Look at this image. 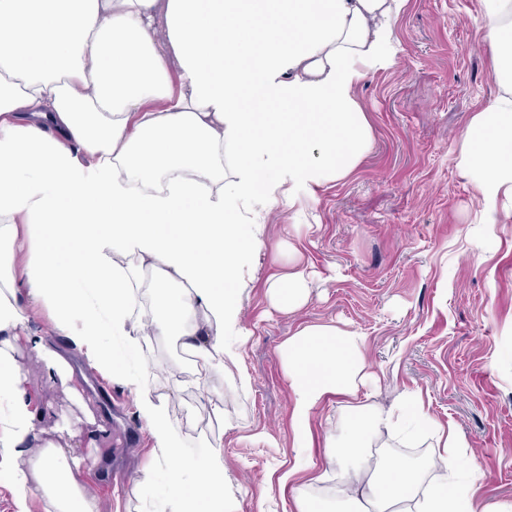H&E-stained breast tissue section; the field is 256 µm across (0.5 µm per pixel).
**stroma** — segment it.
Listing matches in <instances>:
<instances>
[{
	"label": "stroma",
	"mask_w": 512,
	"mask_h": 512,
	"mask_svg": "<svg viewBox=\"0 0 512 512\" xmlns=\"http://www.w3.org/2000/svg\"><path fill=\"white\" fill-rule=\"evenodd\" d=\"M476 11L477 0H408L395 23L397 64L356 90L373 129L369 153L348 178L319 189L308 226L275 216L245 275L249 334L240 352L251 386L239 389L227 373L213 378L210 401L194 387L170 395L190 446L222 434L224 495L241 512H292L296 496L320 490L302 476L278 482L294 460L279 349L306 324L363 333L378 377L371 402L388 407L403 394L420 395L425 411L469 444L480 497L512 499V222L493 225L483 248L473 247L475 192L455 161L471 116L498 90ZM292 263L313 273L309 300L295 314L275 308L267 288ZM20 359L52 420L88 410L111 417L121 442L97 449L112 457L100 487L109 512H160L163 486L148 495L129 477L153 460L129 387L89 369L79 399L48 380L33 355ZM138 364L159 382L191 372L166 338L139 351ZM214 403L232 431L212 419Z\"/></svg>",
	"instance_id": "1"
}]
</instances>
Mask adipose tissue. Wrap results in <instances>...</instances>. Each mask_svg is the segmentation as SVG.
<instances>
[{"label": "adipose tissue", "mask_w": 512, "mask_h": 512, "mask_svg": "<svg viewBox=\"0 0 512 512\" xmlns=\"http://www.w3.org/2000/svg\"><path fill=\"white\" fill-rule=\"evenodd\" d=\"M408 0H0V476L17 506L40 496L47 512H103L92 490L87 434L104 421L50 423L18 359L27 349L48 379L80 394L84 368L50 345L30 310L48 309L84 367L125 379L153 442L152 466L133 483L150 491L166 467V512H237L224 497V441L182 456L173 387L126 374V354L156 337L194 357L193 383L240 367L243 275L262 245V217L299 219L327 183L350 175L372 129L356 95L369 73L397 62L395 23ZM498 85L461 137L456 166L479 200L483 229L512 221V0H478ZM75 257L56 259L59 244ZM24 268H17L18 254ZM162 290L135 318L138 274ZM270 299L296 312L309 279L273 278ZM365 336L309 325L281 349L293 392L295 458L307 469L312 418L344 397L340 437L323 462L348 464L337 498L353 512H512L480 499L468 444L415 395L389 407L367 400ZM432 434L437 480L404 460L371 464L386 435Z\"/></svg>", "instance_id": "obj_1"}]
</instances>
